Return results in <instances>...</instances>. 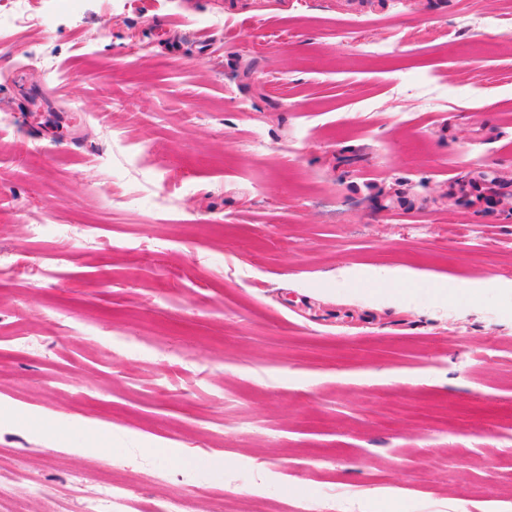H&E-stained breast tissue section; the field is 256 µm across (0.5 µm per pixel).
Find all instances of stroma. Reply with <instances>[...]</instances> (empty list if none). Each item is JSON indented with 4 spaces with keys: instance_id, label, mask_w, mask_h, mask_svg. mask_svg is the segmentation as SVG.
<instances>
[{
    "instance_id": "stroma-1",
    "label": "stroma",
    "mask_w": 512,
    "mask_h": 512,
    "mask_svg": "<svg viewBox=\"0 0 512 512\" xmlns=\"http://www.w3.org/2000/svg\"><path fill=\"white\" fill-rule=\"evenodd\" d=\"M29 8L0 30V485L512 512V0Z\"/></svg>"
}]
</instances>
